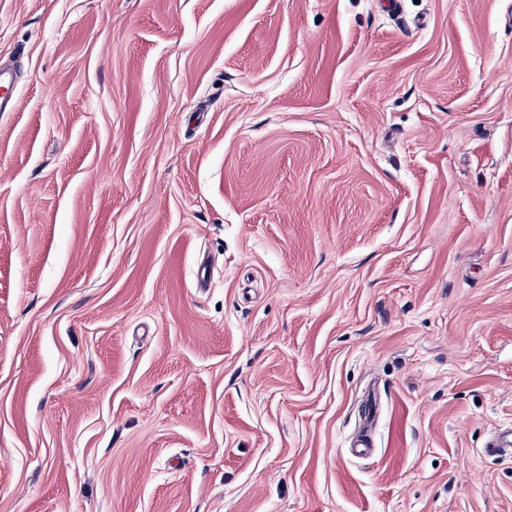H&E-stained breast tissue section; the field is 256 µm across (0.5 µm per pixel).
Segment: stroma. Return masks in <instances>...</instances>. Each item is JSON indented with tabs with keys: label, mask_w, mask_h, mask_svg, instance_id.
<instances>
[{
	"label": "stroma",
	"mask_w": 512,
	"mask_h": 512,
	"mask_svg": "<svg viewBox=\"0 0 512 512\" xmlns=\"http://www.w3.org/2000/svg\"><path fill=\"white\" fill-rule=\"evenodd\" d=\"M391 2L0 0V512H512V0Z\"/></svg>",
	"instance_id": "obj_1"
}]
</instances>
